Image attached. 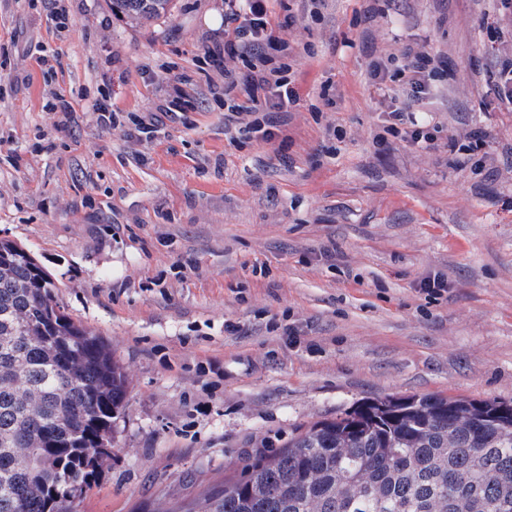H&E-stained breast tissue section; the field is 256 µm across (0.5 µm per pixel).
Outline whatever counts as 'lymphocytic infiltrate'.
Instances as JSON below:
<instances>
[{"instance_id": "1", "label": "lymphocytic infiltrate", "mask_w": 512, "mask_h": 512, "mask_svg": "<svg viewBox=\"0 0 512 512\" xmlns=\"http://www.w3.org/2000/svg\"><path fill=\"white\" fill-rule=\"evenodd\" d=\"M269 0H224V41L207 47L206 55L224 63V93L227 110L236 116L238 132L247 138H272L279 114L289 112L297 103L288 74L290 63L275 60L265 48L280 43L285 24L268 6ZM390 62L378 59L369 67L370 86L395 124L404 128V138L430 151L441 147L458 151V167H466L474 156L483 163L493 157L489 151L492 134L475 128L467 133L465 148L455 140L440 144L431 133L433 123L424 106L432 93V80L450 79L441 55L429 45L405 48L397 72ZM245 102H238V95Z\"/></svg>"}]
</instances>
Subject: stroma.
<instances>
[{"label": "stroma", "instance_id": "35a3bbf8", "mask_svg": "<svg viewBox=\"0 0 512 512\" xmlns=\"http://www.w3.org/2000/svg\"><path fill=\"white\" fill-rule=\"evenodd\" d=\"M297 105L272 141L224 125V0L145 25L105 0H0V240L127 371L111 454L75 512H179L243 450L389 396L512 402V174L457 169L387 130L374 59L438 51L443 137L494 127L492 0H288ZM60 55L47 70L39 56ZM160 113L153 139L90 107ZM72 106L63 130L43 106ZM440 277L445 289L423 288Z\"/></svg>", "mask_w": 512, "mask_h": 512}]
</instances>
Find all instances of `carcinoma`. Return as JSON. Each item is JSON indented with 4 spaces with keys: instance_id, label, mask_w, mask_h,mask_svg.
I'll use <instances>...</instances> for the list:
<instances>
[{
    "instance_id": "cac0c4a2",
    "label": "carcinoma",
    "mask_w": 512,
    "mask_h": 512,
    "mask_svg": "<svg viewBox=\"0 0 512 512\" xmlns=\"http://www.w3.org/2000/svg\"><path fill=\"white\" fill-rule=\"evenodd\" d=\"M108 2L140 22L173 0ZM53 288L28 251L0 242V512H73L126 394V372ZM183 512H512V403L369 402L247 455Z\"/></svg>"
}]
</instances>
